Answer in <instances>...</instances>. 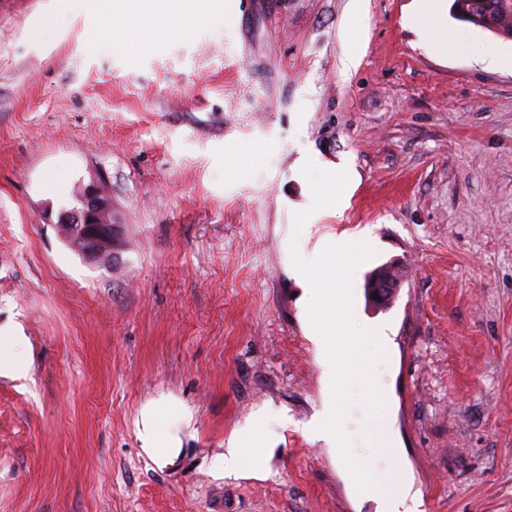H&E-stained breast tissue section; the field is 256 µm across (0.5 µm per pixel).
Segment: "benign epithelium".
<instances>
[{"label":"benign epithelium","mask_w":512,"mask_h":512,"mask_svg":"<svg viewBox=\"0 0 512 512\" xmlns=\"http://www.w3.org/2000/svg\"><path fill=\"white\" fill-rule=\"evenodd\" d=\"M453 13L459 18L472 23L496 35L512 39V29L503 30L494 23V18L503 14H512V0H497L490 9L475 12L465 0H456ZM56 227L60 234L73 233L85 244L84 255L97 262L101 255L109 253L113 261H118L121 252L120 225L112 218V200L100 182L83 186L77 203L70 209L58 214ZM399 283L377 270L370 278L369 294H377L378 306L386 304V299L393 295Z\"/></svg>","instance_id":"obj_1"}]
</instances>
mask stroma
Listing matches in <instances>:
<instances>
[{
	"instance_id": "stroma-1",
	"label": "stroma",
	"mask_w": 512,
	"mask_h": 512,
	"mask_svg": "<svg viewBox=\"0 0 512 512\" xmlns=\"http://www.w3.org/2000/svg\"><path fill=\"white\" fill-rule=\"evenodd\" d=\"M350 2L223 0L140 50L81 0H0V327L30 365L0 377V512H378L309 432L330 406L291 255L321 240L373 248L354 316L389 337L391 441L352 405L354 454L417 512H512V39L440 0L437 53L417 0H363L355 24ZM94 181L114 268L49 222ZM168 398L193 432L159 466L137 422ZM262 408L265 470L216 477ZM399 282L392 281L389 277L383 274V268L377 270L370 278V288L368 290L372 301L378 306H384L386 299L393 295L396 288H398ZM377 293L379 300L373 299V294ZM393 298V297H392ZM391 298V299H392ZM388 300L389 301L391 300ZM387 303V304H388ZM386 304V305H387Z\"/></svg>"
}]
</instances>
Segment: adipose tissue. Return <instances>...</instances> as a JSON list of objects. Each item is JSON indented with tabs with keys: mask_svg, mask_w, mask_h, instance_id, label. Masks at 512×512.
Instances as JSON below:
<instances>
[{
	"mask_svg": "<svg viewBox=\"0 0 512 512\" xmlns=\"http://www.w3.org/2000/svg\"><path fill=\"white\" fill-rule=\"evenodd\" d=\"M88 11L99 21L118 26L119 36L137 41L144 25L163 26L174 9L177 0H83ZM264 418L263 412H255L247 423L231 438L223 453L212 460L215 472L229 477L242 469L263 466L269 451L265 448L245 449L247 438L256 436ZM193 416L188 410H180L167 420H156L151 408L141 412L139 438L142 449L156 464L173 463L182 451L183 430L191 429Z\"/></svg>",
	"mask_w": 512,
	"mask_h": 512,
	"instance_id": "ef3b65f1",
	"label": "adipose tissue"
}]
</instances>
